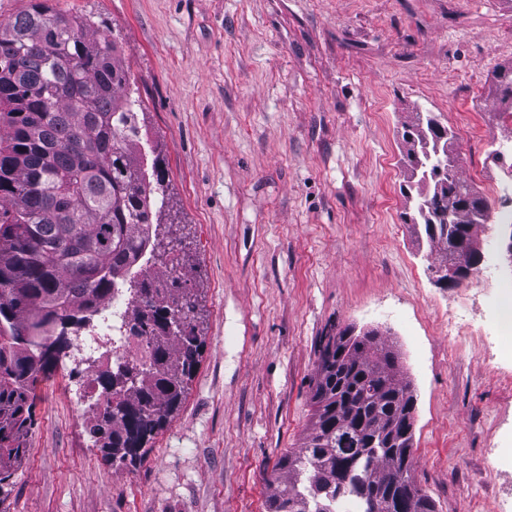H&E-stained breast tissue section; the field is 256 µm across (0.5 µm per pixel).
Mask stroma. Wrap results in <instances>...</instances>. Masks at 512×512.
<instances>
[{
    "label": "stroma",
    "mask_w": 512,
    "mask_h": 512,
    "mask_svg": "<svg viewBox=\"0 0 512 512\" xmlns=\"http://www.w3.org/2000/svg\"><path fill=\"white\" fill-rule=\"evenodd\" d=\"M100 16L139 89L164 178L159 241L195 295L204 343L181 407L135 463H112L74 415L68 359L37 389L36 424L0 512H266L269 474L299 448L327 335L380 330L415 400L413 477L436 512H512V266L503 225L477 232L488 305L433 281L400 218L402 126L453 130L458 174L489 195L512 165L497 72L512 0H48ZM474 334L453 349L449 314Z\"/></svg>",
    "instance_id": "stroma-1"
}]
</instances>
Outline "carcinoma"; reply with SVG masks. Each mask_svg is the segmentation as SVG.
<instances>
[{"instance_id": "obj_1", "label": "carcinoma", "mask_w": 512, "mask_h": 512, "mask_svg": "<svg viewBox=\"0 0 512 512\" xmlns=\"http://www.w3.org/2000/svg\"><path fill=\"white\" fill-rule=\"evenodd\" d=\"M47 0L0 22V497L26 451L35 424L34 393L71 347L67 328L83 321L126 289L130 333L146 343V356L92 383L110 395L91 412L90 434L121 462L146 444L182 403L199 362L195 300L174 282L170 297L152 287L141 255L157 257L152 216L157 186L139 155L142 139L131 73L117 40L100 35L102 20L55 12ZM500 100L512 103V73L496 75ZM403 133L406 155H416L405 198L404 223L423 228L439 266L464 260L461 243L477 233L486 199L456 173L452 129L431 113H415ZM320 350L307 435L273 467L267 512H344L353 498L369 512L363 487L384 484L412 460L413 435L395 448H366L358 435L367 420L383 431L400 423L414 403L399 355L383 338ZM345 431L336 436V407ZM351 467L336 495V461ZM397 512H435L432 499L400 494Z\"/></svg>"}]
</instances>
